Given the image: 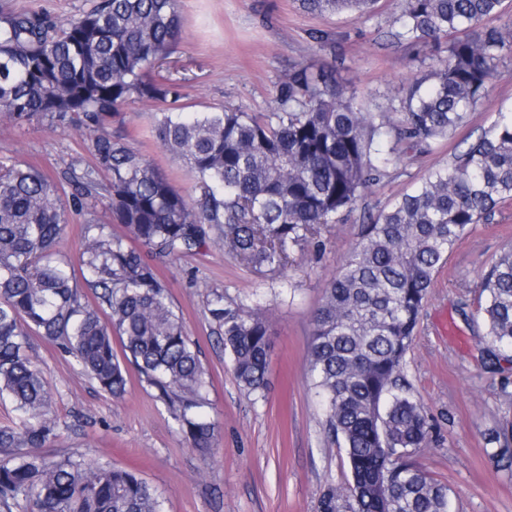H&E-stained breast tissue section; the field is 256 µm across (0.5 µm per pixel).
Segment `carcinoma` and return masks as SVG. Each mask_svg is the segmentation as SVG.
<instances>
[{"instance_id":"1","label":"carcinoma","mask_w":512,"mask_h":512,"mask_svg":"<svg viewBox=\"0 0 512 512\" xmlns=\"http://www.w3.org/2000/svg\"><path fill=\"white\" fill-rule=\"evenodd\" d=\"M503 2L401 0L394 36L431 63L397 109L368 111L335 68L301 62L278 85L275 110L260 115L186 112L177 85L151 78L180 37L177 0H99L65 22L37 10L0 14V113L20 125L42 118L73 126L89 137L94 159L82 174L59 179L0 160V398L13 402L19 419L0 427V512H161L134 471L36 452L58 422L29 337L54 343L114 398L125 394L134 367L191 446L208 451L215 433L204 411L208 370L166 283L128 241L159 259L217 243L256 267L285 266L292 249L351 216L398 164L390 140L428 151L466 122L512 54V25L487 24ZM298 3L326 16L371 14L378 0ZM137 101L159 105L151 133L186 164L195 196L107 130L112 112ZM511 200L512 113H501L450 163L363 217L359 240L324 288L307 348L328 437L344 448L351 474L345 486L327 485L315 512H451L448 486L413 460L430 425L404 361L448 254L469 225L490 221ZM103 201L126 234L87 223L77 263L58 258L70 214ZM481 295L474 318L485 327L484 360L494 368L512 360V246L485 273ZM206 311L238 384L263 389L265 315L224 303L218 291L207 295ZM486 444L490 460L512 471V423L489 430Z\"/></svg>"}]
</instances>
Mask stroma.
<instances>
[{
    "instance_id": "1",
    "label": "stroma",
    "mask_w": 512,
    "mask_h": 512,
    "mask_svg": "<svg viewBox=\"0 0 512 512\" xmlns=\"http://www.w3.org/2000/svg\"><path fill=\"white\" fill-rule=\"evenodd\" d=\"M96 2L0 0V10L37 9L71 18ZM399 6V0H379L371 15L324 17L303 12L296 0H179L181 37L153 76L178 84L195 112L223 106L270 112L276 86L292 64L334 63L357 103L385 106L402 96L408 78L420 70L393 36ZM313 29L330 32L332 46L312 44L307 34ZM501 71L465 126L431 151L404 148L398 167L365 191L354 214L329 226L321 245L294 249L284 270L254 267L216 243L195 254L155 259L210 375L205 412L216 425V439L208 453L191 447L138 376H131L123 398H112L55 344L34 335L29 354L45 377L59 422L42 455L84 457L136 471L155 490L162 512H315L321 490L348 478L344 451L325 432V410L305 358L322 291L356 243L363 214L378 213L411 191L429 169L490 130L499 113L512 110V55ZM155 109L146 102L124 105L108 128L192 195L194 178L151 135ZM1 158L29 163L53 177L93 164L88 140L74 128L45 120L19 126L0 115ZM90 221L124 231L108 209H85L71 215L57 245L60 254L78 257ZM511 244L512 202L501 205L491 221L468 227L434 277L404 361L431 425L415 460L433 480L448 485L452 512H512V472L489 461L484 440L488 429L512 421V400L500 391L502 380L512 378V361L486 367L484 328L472 320L484 272ZM212 289L223 291L225 301L265 309L271 352L268 385L261 393H246L234 378L205 308Z\"/></svg>"
}]
</instances>
